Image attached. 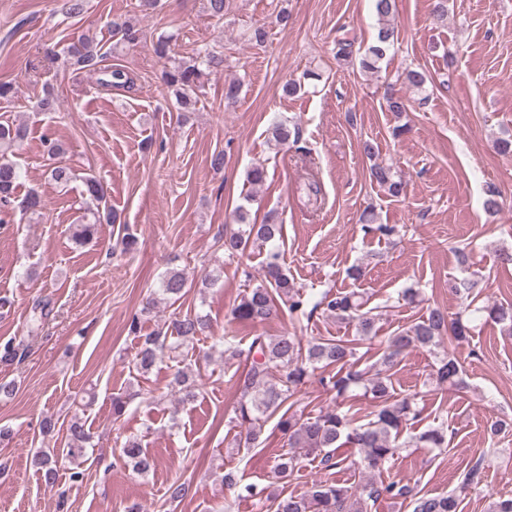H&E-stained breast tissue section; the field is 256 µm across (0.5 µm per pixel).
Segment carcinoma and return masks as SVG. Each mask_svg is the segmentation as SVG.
<instances>
[{"label": "carcinoma", "instance_id": "carcinoma-1", "mask_svg": "<svg viewBox=\"0 0 512 512\" xmlns=\"http://www.w3.org/2000/svg\"><path fill=\"white\" fill-rule=\"evenodd\" d=\"M374 7L380 26L376 37L364 53L359 56V65L364 72H376L387 52L398 40V31L391 22L394 0H374ZM112 35L129 44L140 39L139 30L128 22L114 19L110 22ZM75 60L86 72L96 77L98 86L130 88L133 77L121 68H98L99 49L94 39L82 35L79 40L63 52L52 53L51 62L59 58ZM224 67V54L208 49L197 52L192 61L174 60L162 71L163 83L172 89L177 104L184 110L197 103L203 87L202 78L206 73ZM28 137L24 125L0 123V205L24 212L34 211L43 206L38 193L30 191L22 197L16 195L19 172L17 166L8 159V152L20 145ZM369 179L387 187L389 193L397 197L402 192V184L393 179L387 166L374 164L369 168ZM83 194L96 205L95 219L105 213L110 224L119 221L112 207L107 203V189L94 176L84 178ZM283 225L279 224L275 213H268L259 223L238 226L224 231V251L231 255L243 253L255 243H268L282 236ZM188 287L187 279L179 271H170L162 281L165 295L181 298ZM283 304L293 321L310 318L317 309L336 316L337 319L353 323L359 334V341L371 338L376 333L378 315L363 310L354 292H325L321 298L310 303V298L301 292L288 277L282 265L280 252L267 253L263 278L253 288L240 297L232 314L234 319L251 325H262L269 321ZM474 311L485 318L499 323L512 331V308L496 303L486 304L475 309L471 304L464 306L463 312L454 317L440 307L431 309L428 316L411 326L398 331L387 340V345L378 359L380 369L372 376L368 371L357 368L362 356L358 354V341H342L318 338L307 343L300 336L286 334L271 338L262 333L252 336L248 352L254 354L252 361L237 375V386L242 394L235 408L232 422L245 431L243 445L250 448L258 441L262 419L283 410L277 421L280 431L288 435L292 448H301L306 453L321 455V464L326 468L339 465L337 452L341 448H356L361 455L364 469L380 474L394 460L403 444L399 443L404 429L418 420L420 410L412 397H398L393 388L390 371L398 365V358L409 348L432 350L442 344L443 337L451 336L462 344L469 340V323L463 321V314ZM208 327L206 317L187 313L171 322L170 334L159 332L143 337L139 352L133 360L138 372L151 370L163 352L169 348L176 350L202 335ZM174 338L165 345L167 337ZM24 349L13 340L0 345V364L11 365L22 361ZM321 372L320 383L336 393V398L345 399L347 394L360 388L373 403L371 419L358 425L350 412L338 410L332 404L318 410L314 416H306L285 406L295 391L305 385L316 372ZM436 385L459 389L463 387L462 366L459 361L446 355L438 360L433 373ZM174 385L184 391V399L196 397V384L189 378L188 371H177ZM448 439V425L445 423L422 432L417 441L431 448H442ZM92 436L85 422L79 418L71 420L67 428L65 455L73 460L85 456L91 446ZM121 459L140 473L155 467V460L143 448L142 442L130 437L121 445ZM58 455L55 451H40L34 456L37 468L47 486H54L58 479ZM299 465V457L284 453L275 462L276 475L285 479ZM479 483V467L472 468L464 476L460 491H451L435 496H420L414 488L399 480L389 482H369L362 489L339 483L318 482L300 495H276V512H367L368 501L381 496L403 499L413 506L412 512H460V493Z\"/></svg>", "mask_w": 512, "mask_h": 512}]
</instances>
